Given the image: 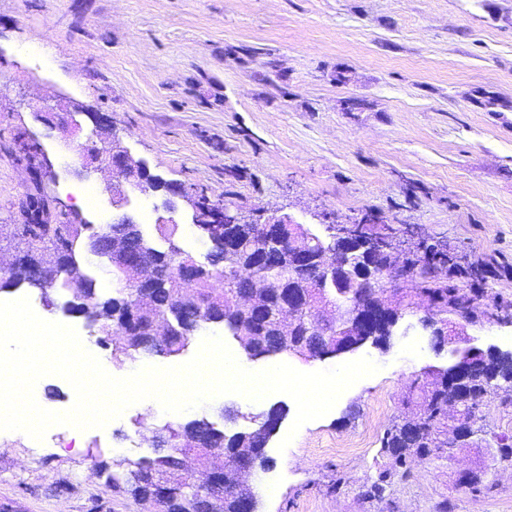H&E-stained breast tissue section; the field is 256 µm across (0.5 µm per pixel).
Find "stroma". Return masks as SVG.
<instances>
[{"mask_svg":"<svg viewBox=\"0 0 512 512\" xmlns=\"http://www.w3.org/2000/svg\"><path fill=\"white\" fill-rule=\"evenodd\" d=\"M360 102L346 109L347 100ZM57 105L111 117L152 174L261 222L289 213L313 225L374 213L405 241L448 244L478 274L482 308L512 302V0H0V226L20 224L31 196L49 200L48 221L82 216L99 229L133 215L153 234L162 193H130L113 208L103 173L76 175L78 156L58 128L34 121ZM40 143L55 178L33 184L28 148ZM96 188L77 204L74 189ZM28 298L42 319L73 327L110 361L94 328L65 313L64 295ZM376 374L345 390L323 417L294 428L295 401L265 448L252 481L263 512H512V465L491 462L490 493L458 488L454 459L415 461L382 501L363 493L387 464L380 440L404 411L420 369L448 365L416 316L388 347L338 357L241 359L259 371L286 363L303 372L361 358ZM258 414L267 402L224 394L182 413L153 399L105 427H50L37 441L0 431V503L14 512H143L91 471L92 457L153 458V439L132 447L136 420L153 427L222 408Z\"/></svg>","mask_w":512,"mask_h":512,"instance_id":"stroma-1","label":"stroma"}]
</instances>
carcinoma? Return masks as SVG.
Masks as SVG:
<instances>
[{
	"mask_svg": "<svg viewBox=\"0 0 512 512\" xmlns=\"http://www.w3.org/2000/svg\"><path fill=\"white\" fill-rule=\"evenodd\" d=\"M45 202L33 197L27 204L26 223L17 229V235L31 253V265L18 266L0 277V289L26 286L41 291L44 295L62 287L59 267L66 259L73 264V271L80 274L84 288L73 296L74 305L88 309L95 317L98 342L111 348L112 358L123 363L139 355L174 356L186 347L202 326L221 324L224 330L238 343L241 352L249 359L292 355L312 356L324 351L328 345L347 341L349 337L336 335V322L319 316L323 309L349 303L352 296L347 289L321 288L319 282L325 274L315 268L302 269L290 260L281 259L280 253H288V243L278 250H266L264 229L258 224L249 225V231L219 249L209 245L205 260L184 251L177 243L180 234L178 224H157V238L145 235L140 224H113L112 238L123 241L129 248L138 249L140 243H149L144 250L142 262L167 258L173 269L187 263H200L209 270L212 278L224 279V288H213L212 282L204 281L190 295H185L177 286L175 276L163 278L154 289L157 306L140 308L130 315L135 332L128 336L111 334L113 320L121 318L127 311L132 289L131 276L115 273L112 276V291L104 292L97 287L95 278L80 273L76 260V245L86 224H43ZM336 236V225L325 224L319 232L309 237L306 246L311 252L327 244L328 237ZM267 251L264 264L251 269L243 257ZM448 254L435 251L429 257L406 258L405 273L411 287L399 292L395 304L400 308L412 304L424 305L450 319L462 318L475 322L474 300L460 293L457 285L448 281L446 266ZM272 286L268 306L257 314L231 315L225 310L229 295L247 294L255 281ZM306 293V309L300 315V323L292 330L282 325L279 307L288 302V296ZM168 315L180 334L155 338L148 334L150 319ZM495 402L512 407V356L502 357L483 352L478 358L473 373L464 382L448 378L444 368H423L417 385L410 391L408 403L412 404L414 419L404 416L391 422L381 439L380 452L388 459V467L364 493V496L380 501L386 485L410 471V463L419 457L452 459L459 448L458 423L463 422L475 430L490 436L498 453L493 458L512 460V436H499L488 430L480 409ZM224 426L205 417L185 423H168L162 429L165 439L158 446L168 448V453L152 459L116 458L102 466L100 475L106 482L138 499L145 471L150 469L161 479H174L173 490L180 494L198 492L207 479L211 468L207 458L212 454L222 457L224 486L213 487L203 493L198 501V512H238L241 500L257 502L260 494L257 486L238 481L239 465L254 462L262 467L265 460L257 459L254 448L269 439L278 422L284 416V408L271 406L268 411L252 415L239 410L221 409ZM472 492H489L493 484L488 481L484 466L475 468L459 478Z\"/></svg>",
	"mask_w": 512,
	"mask_h": 512,
	"instance_id": "cac0c4a2",
	"label": "carcinoma"
}]
</instances>
